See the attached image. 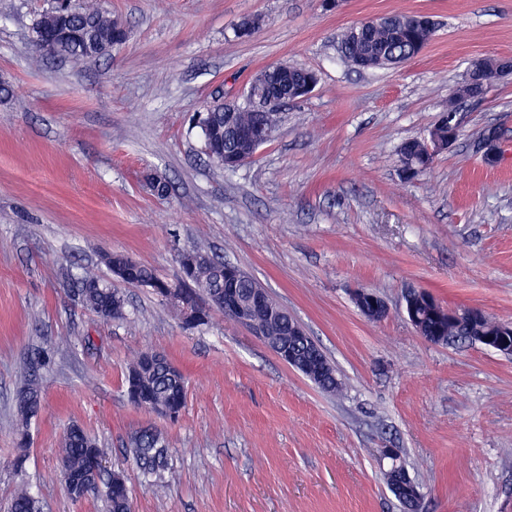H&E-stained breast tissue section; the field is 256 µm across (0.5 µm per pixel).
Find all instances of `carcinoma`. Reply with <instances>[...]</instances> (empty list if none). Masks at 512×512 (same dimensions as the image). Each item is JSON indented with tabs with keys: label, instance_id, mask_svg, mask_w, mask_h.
I'll list each match as a JSON object with an SVG mask.
<instances>
[{
	"label": "carcinoma",
	"instance_id": "cac0c4a2",
	"mask_svg": "<svg viewBox=\"0 0 512 512\" xmlns=\"http://www.w3.org/2000/svg\"><path fill=\"white\" fill-rule=\"evenodd\" d=\"M401 23L399 27L378 24L362 35L355 27L348 28L341 36L338 51L341 58L350 66H357L360 56L367 52L382 55L388 63L407 61L416 57L429 42L436 30V22L429 15H420L421 23L415 25L407 20L404 13L396 14ZM31 29L58 44V54L75 62L95 59L98 54L95 46L106 45L118 48L127 42V25L117 22L112 12L104 9L97 0H66V3L53 4L51 8L32 12ZM314 70L299 66H268L263 69V79L258 88L260 93L277 86L298 88L306 84L307 77ZM208 112L203 118L194 121L201 131V152L208 160L228 172H234L252 158L258 150L256 143L269 142L277 131L282 117L277 113L269 114L267 125L257 122L258 113L245 106L235 113V132L224 129V113L217 111V104L207 106ZM402 170L409 178H414L430 167L435 153L426 149L425 141L409 139L400 146ZM201 251L185 248L178 254V262L183 274L182 282L170 284L160 279L150 267L138 262L126 260L128 266L124 282L140 288H148L156 294L162 306L183 316L180 306V291L191 287L193 294L209 293L213 299L220 300L222 284L238 290L239 297L246 300L258 282L241 269L223 259L206 255L203 262L190 263ZM80 301L84 308L94 312L106 322L128 320L127 300L124 294L112 284L104 281L92 269H84L80 278ZM257 319L268 323L272 335L288 342V348L300 355L309 352L315 346L311 339L301 342L293 336L289 318L280 314L272 321L264 315ZM419 326L425 332L438 328V335L445 344L473 343L483 335L489 324L473 325L464 319L450 318L439 324L426 317ZM46 359L31 366L17 392L19 424L17 434L19 445L25 446L28 427L31 420L42 411L41 383L38 367ZM169 359L156 352L141 353L128 367L126 375L127 390H136L141 396L139 407L148 405L169 407L177 413L185 408L188 382L181 372H170L166 364ZM317 386L326 392H338L342 387L331 364H326L325 372L317 380ZM129 452L133 462L144 474L161 476L168 468L170 455L168 446L163 444L159 435L144 429L131 438ZM62 479L83 475L89 468L91 458L104 456L105 449L78 425L67 428L61 448ZM106 512H132V503L127 490L126 478L116 481L107 477L102 481ZM7 512H41L39 501L26 486H19L7 503Z\"/></svg>",
	"mask_w": 512,
	"mask_h": 512
}]
</instances>
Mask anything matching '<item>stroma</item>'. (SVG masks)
<instances>
[{
  "instance_id": "35a3bbf8",
  "label": "stroma",
  "mask_w": 512,
  "mask_h": 512,
  "mask_svg": "<svg viewBox=\"0 0 512 512\" xmlns=\"http://www.w3.org/2000/svg\"><path fill=\"white\" fill-rule=\"evenodd\" d=\"M130 29L111 55L39 59L33 9L0 0V505L25 483L43 512H105L73 502L60 479L76 424L127 477L134 512H404L381 449L397 448L421 512H512V358L478 344H434L403 311L415 288L446 307L512 322V81L455 101L471 61L512 56V0H101ZM394 12L438 22L414 59L347 66L338 34ZM264 23L246 41L242 17ZM312 68L319 82L284 111L271 142L233 172L200 152L188 119L241 97L266 66ZM456 106L461 133L408 179L398 148L426 139ZM501 132L499 162L479 145ZM170 181L158 196L147 176ZM197 248L256 278L302 324L343 383L327 393L258 337L211 311L187 328L158 297L120 289L130 322L85 309L76 279L124 253L163 280ZM389 306L368 320L357 290ZM43 410L26 449L16 393L31 357ZM165 354L189 379L177 421L132 405L128 365ZM160 431L172 451L161 481L127 452ZM28 459L23 472L13 462Z\"/></svg>"
}]
</instances>
